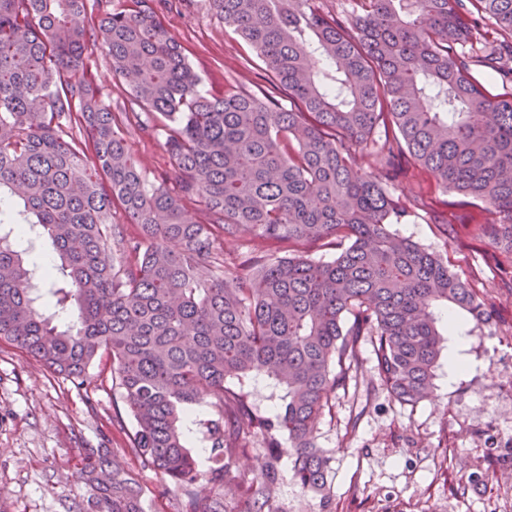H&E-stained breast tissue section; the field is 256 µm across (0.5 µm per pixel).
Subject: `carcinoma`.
<instances>
[{
  "label": "carcinoma",
  "instance_id": "cac0c4a2",
  "mask_svg": "<svg viewBox=\"0 0 512 512\" xmlns=\"http://www.w3.org/2000/svg\"><path fill=\"white\" fill-rule=\"evenodd\" d=\"M153 2L93 5L112 72L130 87L125 119L165 137L175 192L148 180L87 80V0H0V340L80 387L108 353L136 422L131 453L183 487L201 470L180 414L214 399L203 423L211 482L225 495L246 489L248 512H265L276 468L249 483L231 474L247 443L226 412L250 414L227 380L267 373L286 387L275 423L257 428L271 444L273 430L288 433L293 478L318 491L329 456L315 425L355 377L364 341L388 394L414 406L433 386L441 308L490 323L484 298L439 254L391 230L406 210L390 171L356 154L417 162L497 215L475 235L512 255V92L490 94L474 75L478 65L512 77V0H347L336 12L317 0H211L298 112L202 93ZM6 194L59 260L44 274L48 314L14 246L29 229L15 227ZM116 200L140 238L112 223ZM216 228L231 241H326L336 257L296 249L237 266ZM115 248L117 267L106 260ZM59 315L73 317L63 330ZM81 475L105 512H143L135 480L106 453L87 450Z\"/></svg>",
  "mask_w": 512,
  "mask_h": 512
}]
</instances>
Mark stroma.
Wrapping results in <instances>:
<instances>
[{
  "instance_id": "35a3bbf8",
  "label": "stroma",
  "mask_w": 512,
  "mask_h": 512,
  "mask_svg": "<svg viewBox=\"0 0 512 512\" xmlns=\"http://www.w3.org/2000/svg\"><path fill=\"white\" fill-rule=\"evenodd\" d=\"M170 36L185 50L206 93L226 90L267 94L285 108L299 109L267 75L261 60L214 12L210 0H156ZM94 37L87 49V75L112 111L126 109L127 83L112 73ZM121 132L147 176L167 175L173 163L161 137L135 128ZM390 190L409 211L396 230L437 252L449 268L487 298L491 325L477 330L458 309L449 314L462 333L445 344L429 399L402 405L382 388L371 345L348 391L337 392L316 424V444L330 457L326 487L304 491L292 477L293 461L275 456L265 438L247 434L249 448L231 460L244 479L276 463L272 512H512V482L498 473L512 456L489 447L486 429L512 430V397L499 395L512 373V260L473 234L486 215L469 198L443 190L422 167L405 161ZM455 234L446 237L445 224ZM88 389L49 372L27 353L0 341V512H104L80 478L86 449H108L111 459L132 472L144 512H191L192 501L213 494L207 476L183 491L130 453L135 423L126 414L122 391L112 381V362L101 355L88 369ZM254 415L274 418L286 390L271 376L243 380ZM477 482H469L471 474Z\"/></svg>"
}]
</instances>
